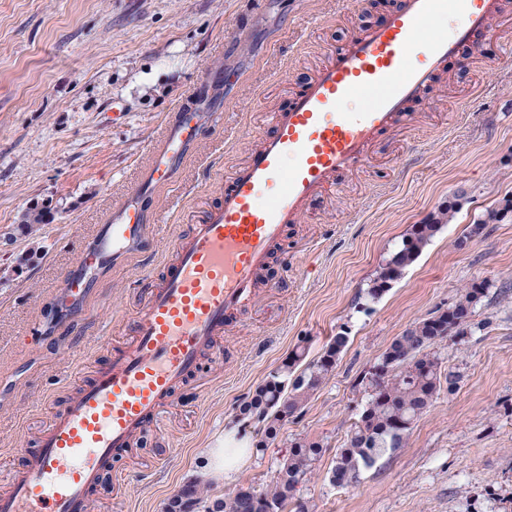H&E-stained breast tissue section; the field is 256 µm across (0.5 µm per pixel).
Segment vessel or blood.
<instances>
[{
	"mask_svg": "<svg viewBox=\"0 0 512 512\" xmlns=\"http://www.w3.org/2000/svg\"><path fill=\"white\" fill-rule=\"evenodd\" d=\"M499 0H404L377 28L353 37L329 59L273 131L224 185L220 205L178 244L176 261L137 312L132 342L56 415L0 496V512H88L86 491L145 426L158 420L174 389L217 345L226 313L249 300L270 249L307 204L339 174L362 166L366 147L407 115L448 57L473 32H491ZM450 32L424 35L442 14ZM209 119L185 113L150 156L142 180L108 214L91 252L77 257L64 288L81 299L99 267L142 241V196L171 183L184 146Z\"/></svg>",
	"mask_w": 512,
	"mask_h": 512,
	"instance_id": "obj_1",
	"label": "vessel or blood"
}]
</instances>
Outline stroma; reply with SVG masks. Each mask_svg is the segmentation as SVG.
<instances>
[{
    "mask_svg": "<svg viewBox=\"0 0 512 512\" xmlns=\"http://www.w3.org/2000/svg\"><path fill=\"white\" fill-rule=\"evenodd\" d=\"M403 0H0V493L54 415L131 340L137 307L175 241L222 200L225 181L328 58ZM468 59L452 57L409 119L379 134L288 225L253 297L231 311L223 364L203 355L160 417L91 486V512H163L190 480L221 498L268 487L294 438L324 453L298 495L307 512H512V0ZM212 77H204L205 69ZM220 114L175 183L145 199V249L108 268L80 314L45 336L78 253L120 204L182 109ZM454 217L377 301L370 282L412 225L448 199ZM54 207L31 228L33 205ZM481 224L471 235L473 224ZM486 282L472 327L434 350L443 379L405 444L337 486L329 472L368 399L370 370L397 336ZM335 369L262 454L224 442L240 405L298 341L316 358L337 332ZM225 448L224 477L205 475Z\"/></svg>",
    "mask_w": 512,
    "mask_h": 512,
    "instance_id": "1",
    "label": "stroma"
}]
</instances>
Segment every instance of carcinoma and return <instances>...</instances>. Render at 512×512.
Masks as SVG:
<instances>
[{"label": "carcinoma", "instance_id": "carcinoma-1", "mask_svg": "<svg viewBox=\"0 0 512 512\" xmlns=\"http://www.w3.org/2000/svg\"><path fill=\"white\" fill-rule=\"evenodd\" d=\"M459 206L456 200L450 202L424 223L413 225L373 280L367 296L373 300L381 298L418 259ZM50 212L48 206H35L23 214L22 223L45 224ZM487 292L488 285L483 282L465 287L448 308L408 328L382 353L371 373V394L331 468L332 484L345 486L357 482L361 469L372 467L384 454L402 447L413 424L431 406L440 386L441 363L431 352V346L447 336L449 330L462 331L470 326L472 313L487 297ZM348 341L347 332L336 333L322 353L309 362L305 361L306 347L297 344L240 406L242 420L256 424L259 436L256 451L265 452L277 439L283 422L301 409L335 369ZM322 451L320 443L297 438L291 441L288 455L280 462L271 488L241 486L208 505L197 482L188 481L168 500L165 512H306L304 502L296 493Z\"/></svg>", "mask_w": 512, "mask_h": 512}]
</instances>
